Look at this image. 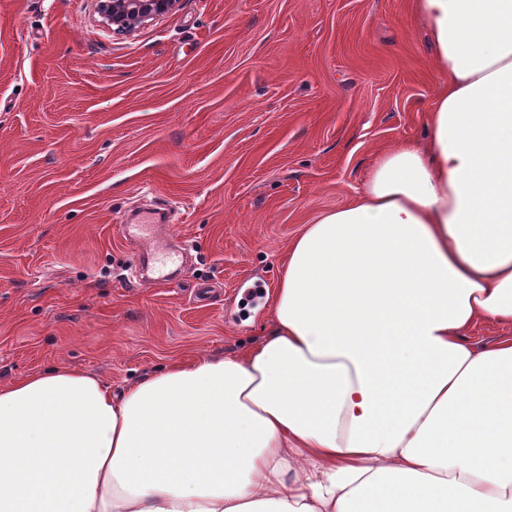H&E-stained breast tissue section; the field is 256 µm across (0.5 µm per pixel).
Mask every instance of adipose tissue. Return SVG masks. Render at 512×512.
Listing matches in <instances>:
<instances>
[{
    "mask_svg": "<svg viewBox=\"0 0 512 512\" xmlns=\"http://www.w3.org/2000/svg\"><path fill=\"white\" fill-rule=\"evenodd\" d=\"M414 7L425 141L294 238L265 337L0 385V512H512V0Z\"/></svg>",
    "mask_w": 512,
    "mask_h": 512,
    "instance_id": "adipose-tissue-1",
    "label": "adipose tissue"
}]
</instances>
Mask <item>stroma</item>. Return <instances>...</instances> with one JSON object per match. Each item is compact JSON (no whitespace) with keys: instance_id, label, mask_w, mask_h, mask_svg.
<instances>
[{"instance_id":"1","label":"stroma","mask_w":512,"mask_h":512,"mask_svg":"<svg viewBox=\"0 0 512 512\" xmlns=\"http://www.w3.org/2000/svg\"><path fill=\"white\" fill-rule=\"evenodd\" d=\"M437 85L413 0H180L127 33L98 0H0V384L117 394L261 339L290 242L424 138ZM132 209L175 278L136 281Z\"/></svg>"}]
</instances>
